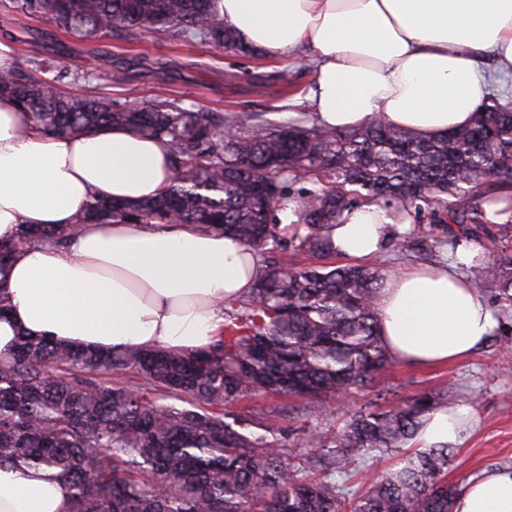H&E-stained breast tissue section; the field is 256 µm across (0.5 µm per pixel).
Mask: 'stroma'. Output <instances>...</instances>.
Wrapping results in <instances>:
<instances>
[{"label":"stroma","instance_id":"35a3bbf8","mask_svg":"<svg viewBox=\"0 0 512 512\" xmlns=\"http://www.w3.org/2000/svg\"><path fill=\"white\" fill-rule=\"evenodd\" d=\"M0 37L30 56L66 66L75 80L65 91L141 101L179 98L210 112H256L279 123L296 117L274 78L290 68L299 92H306L314 71L302 58H251L202 44L193 48L144 36L125 44L118 36L81 39L58 31L48 17L0 8ZM484 295L496 320L486 342L468 358L450 365L417 367L400 361L350 400L329 404L295 400L285 419L287 442L309 456L305 441L314 430L330 431L361 407L386 409L428 390L447 392L449 406L472 405L477 422L457 444L448 465L449 482L466 486L485 470L512 469V314H503L494 289Z\"/></svg>","mask_w":512,"mask_h":512}]
</instances>
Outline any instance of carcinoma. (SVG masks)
<instances>
[{
	"label": "carcinoma",
	"mask_w": 512,
	"mask_h": 512,
	"mask_svg": "<svg viewBox=\"0 0 512 512\" xmlns=\"http://www.w3.org/2000/svg\"><path fill=\"white\" fill-rule=\"evenodd\" d=\"M48 14L56 28L86 39L146 34L256 52L235 42L214 0H9ZM43 59L17 57L0 70V95L57 134L114 125L170 145L171 184L134 202L95 196L82 223L198 224L260 257L248 296L224 304V332L192 352L128 345L92 351L19 337L0 353V467L52 471L69 489L68 512H452L446 480L453 449L432 448L354 493L347 468L396 451L445 401L422 391L389 410L367 407L338 431L309 436L323 454L298 459L280 407L236 414L259 395L340 399L368 386L392 362L381 341L375 299L386 277L361 263L336 264L327 229L368 202L396 206L404 221L427 212L424 236L405 251L447 243L451 254L480 245L463 267L477 287L495 288L512 310V102L491 97L462 129L433 137L378 117L336 129L302 117L287 124L243 112H209L180 99L116 104L70 96L68 74ZM311 187L293 192L292 185ZM293 204L296 220L278 212ZM72 228L29 230L0 246V314L6 271L19 247L65 245ZM289 252L293 263L278 254ZM52 373H47V368ZM132 371L138 383L112 382ZM296 459L290 464L285 456Z\"/></svg>",
	"instance_id": "cac0c4a2"
}]
</instances>
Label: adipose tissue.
I'll return each mask as SVG.
<instances>
[{"mask_svg": "<svg viewBox=\"0 0 512 512\" xmlns=\"http://www.w3.org/2000/svg\"><path fill=\"white\" fill-rule=\"evenodd\" d=\"M238 43L271 59L304 52L314 78L304 101L338 129L380 116L426 136L469 124L494 85L512 79V0H217ZM170 179L166 140L123 127L78 136L36 128L0 97V242L24 226L72 227L65 247L17 249L0 318V352L20 333L85 349L131 344L189 352L224 330V304L255 283L252 250L194 224H82L96 195L136 200ZM386 209L354 208L331 230L336 253L370 257L409 231ZM455 261L391 276L376 310L393 358L422 366L468 357L496 322ZM463 404L430 411L411 440L418 450L453 446L474 424ZM65 482L25 468L0 469V512H67ZM453 512H512V470L470 481Z\"/></svg>", "mask_w": 512, "mask_h": 512, "instance_id": "ef3b65f1", "label": "adipose tissue"}]
</instances>
